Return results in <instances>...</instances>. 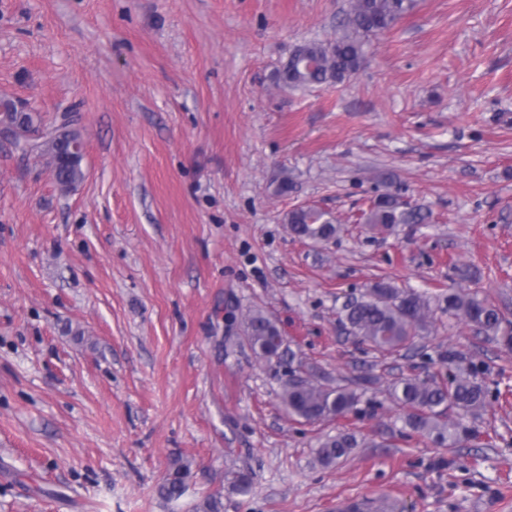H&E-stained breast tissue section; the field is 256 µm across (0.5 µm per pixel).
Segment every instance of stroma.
Wrapping results in <instances>:
<instances>
[{
	"instance_id": "stroma-1",
	"label": "stroma",
	"mask_w": 512,
	"mask_h": 512,
	"mask_svg": "<svg viewBox=\"0 0 512 512\" xmlns=\"http://www.w3.org/2000/svg\"><path fill=\"white\" fill-rule=\"evenodd\" d=\"M348 0H0V100L77 112L86 176L0 138V512H512V348L449 315V290L512 321V0H414L351 78L276 84L293 49L331 40ZM288 189L276 193L281 177ZM426 224L357 222L386 190ZM301 205L339 234L301 241ZM426 295L433 323L381 356L341 322L377 281ZM260 310L295 362L361 394L307 424L289 368L244 332ZM489 395L476 438L407 435L387 388L447 375ZM357 448L320 465L317 437ZM190 472L176 501L159 486ZM248 467L250 493L231 486ZM188 475V465L180 460H174L159 487L160 494L170 501L179 499L186 491Z\"/></svg>"
}]
</instances>
